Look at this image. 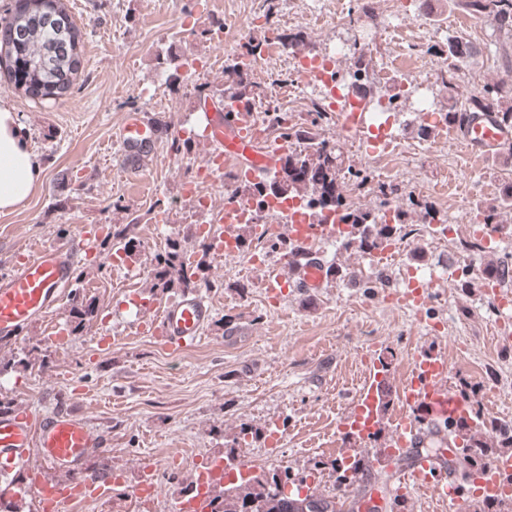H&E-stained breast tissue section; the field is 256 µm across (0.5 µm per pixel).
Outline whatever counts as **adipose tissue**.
<instances>
[{"mask_svg":"<svg viewBox=\"0 0 512 512\" xmlns=\"http://www.w3.org/2000/svg\"><path fill=\"white\" fill-rule=\"evenodd\" d=\"M44 174L16 112L0 101V213L24 208Z\"/></svg>","mask_w":512,"mask_h":512,"instance_id":"1","label":"adipose tissue"}]
</instances>
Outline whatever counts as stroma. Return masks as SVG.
<instances>
[{"mask_svg":"<svg viewBox=\"0 0 512 512\" xmlns=\"http://www.w3.org/2000/svg\"><path fill=\"white\" fill-rule=\"evenodd\" d=\"M81 29L82 69L69 94L34 100L6 80L0 99L8 101L25 128L30 147L46 168L44 179L18 212L0 213V276L14 251L68 242L80 225L107 234L113 225L133 223L136 242L127 268L114 269L105 255L83 262L73 292L91 301L96 316L74 328L70 298H63L50 321L29 326L20 341L1 342L0 400L19 413H70L85 422L101 446L85 460L87 470L121 474L125 487L105 504L65 506L62 512H171V501L190 490L203 459L254 461L258 470L289 471L320 492L336 491L332 463L342 457L337 422L348 408L364 370L362 357L384 361L391 386H399L417 351L444 353L452 367L449 386L476 380L494 400L493 415L512 416V344L493 339L498 318L481 287L461 292L450 278L433 290L429 306L406 307L402 273L409 255L423 250L427 263L457 251L480 219L485 201L512 183V150L470 158L463 139L441 126L419 137L411 106L391 113L388 126L397 153L374 161L362 139L345 138L337 113L319 133L337 141L346 163L380 169L403 189L419 183L421 200L448 221L447 235L411 237L397 259L318 247L324 262L348 265L355 273L384 269L388 285L363 292L334 279L323 288H287L270 299L263 286L268 265L243 257L210 254L205 294L213 311L197 346L169 349L154 326L140 318L158 315L177 293L155 292L154 257L163 251L167 228L152 221L157 208L179 229L183 248L198 249L203 218L178 205L189 169L205 158L199 140L176 150L178 131L192 128L198 86L217 95L224 68L194 70L216 52L218 25H246L249 38L266 34L263 0H63ZM378 23L391 26L417 51L397 67L390 59L399 46L380 40L372 49L369 73L377 93L386 86L413 87L417 75L439 74L441 62L429 44L460 39L480 47L473 61L456 65L457 104L485 82L512 83V69L500 59L512 38L472 18L460 0H374ZM281 30L302 35L316 53L336 40L360 37L358 23L317 25L315 12H340L341 0H279ZM162 103L151 116L160 126L154 154L130 169L115 136L125 113L143 110L140 89ZM237 330L226 335L227 323ZM40 354H30L32 344ZM248 435H240L241 427ZM167 472L161 494L130 503L126 494L139 481L144 463ZM64 480L65 471L41 469L38 458L0 473V491L11 490L14 512H41L28 490L32 477Z\"/></svg>","mask_w":512,"mask_h":512,"instance_id":"1","label":"stroma"}]
</instances>
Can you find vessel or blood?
<instances>
[{
	"mask_svg": "<svg viewBox=\"0 0 512 512\" xmlns=\"http://www.w3.org/2000/svg\"><path fill=\"white\" fill-rule=\"evenodd\" d=\"M325 98L334 102L345 136L372 135L381 140L384 131L373 122L369 101L357 91L337 97L335 87H327ZM254 113L245 109H225L223 103L211 98L200 99L196 106L194 132L205 140L210 152L204 162L209 178L222 175L227 167H234L241 180L260 182L271 177L279 168L288 151L284 142L267 143L255 133ZM154 126L146 113H126L119 127L123 147L152 141ZM462 137L471 152L488 154L512 143V129L486 116L472 122ZM282 213L290 239L298 244L310 243L314 237L339 234L342 230L335 213H323L321 219L301 213L297 204H275ZM236 206L214 209L210 234L214 240L234 239L240 226L235 218ZM97 231L90 225L81 226L77 236L64 245L45 246L36 250L20 251L12 258V269L0 278V338L16 340L22 337L35 320L46 317L56 306L65 288L73 281L74 268L83 257L95 251ZM433 285L427 278H412L405 282L404 298L412 307L428 304ZM212 312L208 298L201 292L185 294L181 299L166 304L160 313V328L169 348L181 350L194 345L204 332ZM366 374L353 397L350 411L338 425L351 439L363 442L378 429L377 391L386 378L375 355L364 356ZM450 365L445 356L421 353L415 356L411 375L400 389L402 415L396 435L391 441L393 457L406 454L407 435L415 429L416 416L442 420L460 416L464 405L458 397L449 395L446 384ZM96 439L90 429L70 415L57 412L43 417L38 424L7 416L0 418V470L9 471L25 464L30 448H37L43 467L69 471L63 481H42L32 487L49 512L73 503L106 502L111 500L118 477L104 479L87 471L83 462ZM223 459L204 462L196 479L193 493L175 498L173 512H210V489L224 477ZM487 483L499 493L512 491V456L499 457L486 474ZM435 491L440 497L448 495V478L441 459L419 454L406 470L401 486L390 493L391 499L404 500L412 490Z\"/></svg>",
	"mask_w": 512,
	"mask_h": 512,
	"instance_id": "b4317fda",
	"label": "vessel or blood"
}]
</instances>
